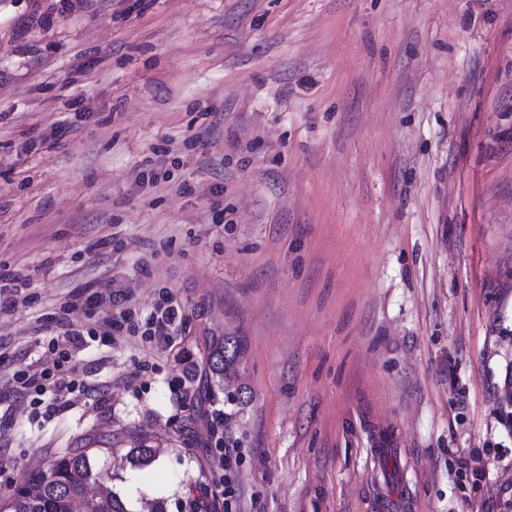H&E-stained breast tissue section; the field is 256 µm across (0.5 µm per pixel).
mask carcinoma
<instances>
[{
  "label": "carcinoma",
  "instance_id": "obj_1",
  "mask_svg": "<svg viewBox=\"0 0 512 512\" xmlns=\"http://www.w3.org/2000/svg\"><path fill=\"white\" fill-rule=\"evenodd\" d=\"M244 349L240 336H211L206 346L205 367L215 377L238 367ZM111 479L93 470L85 452H67L45 467L31 470L24 489L16 490L7 512H70L73 502L83 501L92 512H128L126 505L105 492Z\"/></svg>",
  "mask_w": 512,
  "mask_h": 512
}]
</instances>
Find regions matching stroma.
<instances>
[{"label": "stroma", "instance_id": "35a3bbf8", "mask_svg": "<svg viewBox=\"0 0 512 512\" xmlns=\"http://www.w3.org/2000/svg\"><path fill=\"white\" fill-rule=\"evenodd\" d=\"M17 271L0 507L87 447L129 512H504L512 0H0V278ZM111 280L144 318L178 296L171 344L57 363L58 315L84 317L62 305ZM224 333L241 373L184 379ZM55 363L61 410L52 381L16 383ZM212 406L232 415L213 435ZM142 439L146 467L126 457Z\"/></svg>", "mask_w": 512, "mask_h": 512}]
</instances>
